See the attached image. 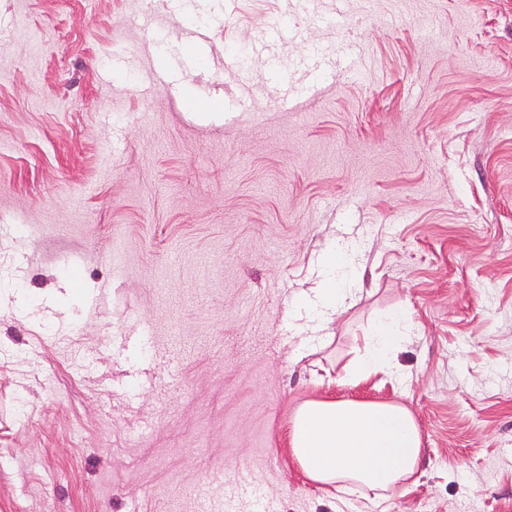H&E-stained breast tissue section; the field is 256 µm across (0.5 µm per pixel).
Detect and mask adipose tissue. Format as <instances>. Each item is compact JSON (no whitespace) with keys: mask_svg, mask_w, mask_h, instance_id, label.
<instances>
[{"mask_svg":"<svg viewBox=\"0 0 512 512\" xmlns=\"http://www.w3.org/2000/svg\"><path fill=\"white\" fill-rule=\"evenodd\" d=\"M403 321L398 313L380 319L365 340L359 372L402 377ZM288 446L312 482L340 491L355 484L381 497L416 474L422 452L419 428L405 406L367 400L303 403L291 419Z\"/></svg>","mask_w":512,"mask_h":512,"instance_id":"obj_1","label":"adipose tissue"}]
</instances>
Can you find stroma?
<instances>
[{
    "label": "stroma",
    "instance_id": "1",
    "mask_svg": "<svg viewBox=\"0 0 512 512\" xmlns=\"http://www.w3.org/2000/svg\"><path fill=\"white\" fill-rule=\"evenodd\" d=\"M392 312L406 381L351 377ZM319 399L406 406L420 469L309 482ZM257 495L512 512V0H0V512ZM343 288H330L327 284L323 288H316L313 304L327 315L329 311L335 310L336 305L342 299Z\"/></svg>",
    "mask_w": 512,
    "mask_h": 512
}]
</instances>
